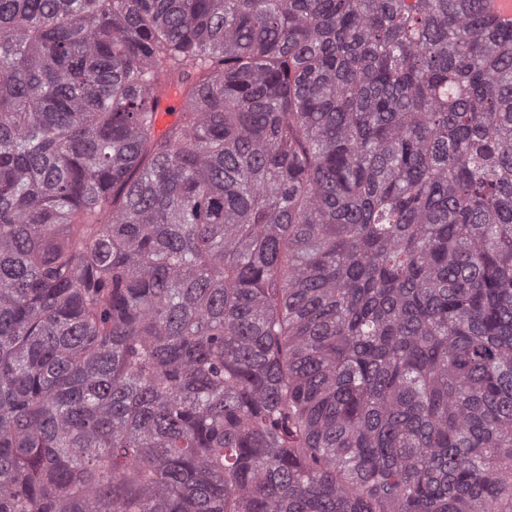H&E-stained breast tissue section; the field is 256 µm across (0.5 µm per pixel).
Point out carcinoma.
<instances>
[{"mask_svg":"<svg viewBox=\"0 0 512 512\" xmlns=\"http://www.w3.org/2000/svg\"><path fill=\"white\" fill-rule=\"evenodd\" d=\"M0 512H512V24L0 0Z\"/></svg>","mask_w":512,"mask_h":512,"instance_id":"carcinoma-1","label":"carcinoma"}]
</instances>
